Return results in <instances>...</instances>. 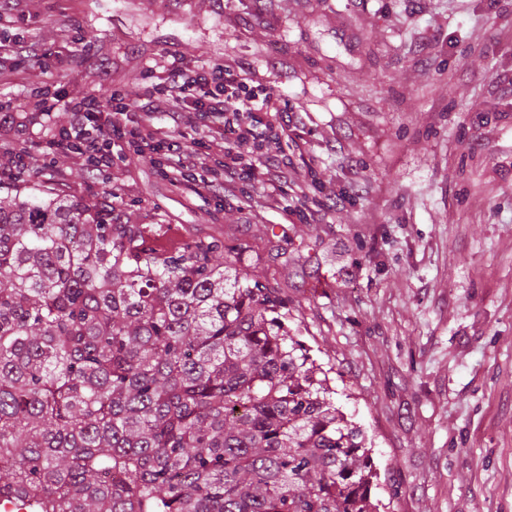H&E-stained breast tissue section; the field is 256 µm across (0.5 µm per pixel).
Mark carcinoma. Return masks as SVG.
I'll return each instance as SVG.
<instances>
[{"mask_svg": "<svg viewBox=\"0 0 512 512\" xmlns=\"http://www.w3.org/2000/svg\"><path fill=\"white\" fill-rule=\"evenodd\" d=\"M145 233L59 193L0 199V503L379 512L362 429L243 247Z\"/></svg>", "mask_w": 512, "mask_h": 512, "instance_id": "obj_1", "label": "carcinoma"}]
</instances>
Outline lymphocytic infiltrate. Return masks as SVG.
Returning <instances> with one entry per match:
<instances>
[{"mask_svg":"<svg viewBox=\"0 0 512 512\" xmlns=\"http://www.w3.org/2000/svg\"><path fill=\"white\" fill-rule=\"evenodd\" d=\"M248 69L234 56L218 64L173 60L149 92L75 102L70 129L56 146L95 170L130 153L149 158L189 197H233L240 181L253 179L261 192L246 205L278 208L287 189L307 204L310 184L285 152L269 151L288 135V112L272 90L245 82Z\"/></svg>","mask_w":512,"mask_h":512,"instance_id":"obj_1","label":"lymphocytic infiltrate"}]
</instances>
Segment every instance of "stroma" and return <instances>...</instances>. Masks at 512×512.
Here are the masks:
<instances>
[{
	"label": "stroma",
	"instance_id": "stroma-1",
	"mask_svg": "<svg viewBox=\"0 0 512 512\" xmlns=\"http://www.w3.org/2000/svg\"><path fill=\"white\" fill-rule=\"evenodd\" d=\"M19 37L54 65L0 60V139L18 149L71 120L40 119L39 90L143 91L169 56L249 63L306 141L316 197L344 208L189 198L136 156L32 161L0 197L108 205L170 252L248 245L241 271L287 300L291 335L366 433L380 512H512V0H22L0 30Z\"/></svg>",
	"mask_w": 512,
	"mask_h": 512
}]
</instances>
